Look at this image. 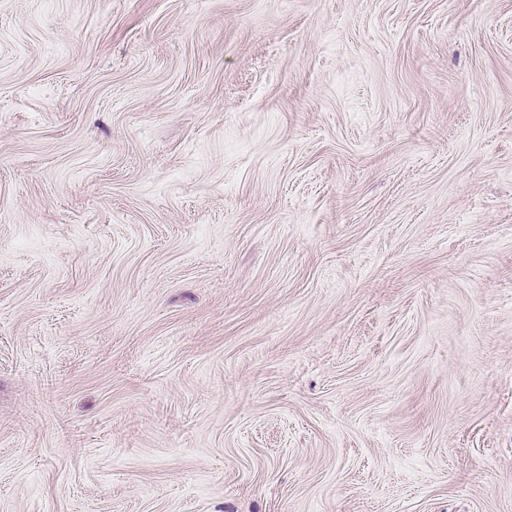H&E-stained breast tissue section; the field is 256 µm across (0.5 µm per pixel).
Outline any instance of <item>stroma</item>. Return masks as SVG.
Here are the masks:
<instances>
[{"instance_id": "obj_1", "label": "stroma", "mask_w": 512, "mask_h": 512, "mask_svg": "<svg viewBox=\"0 0 512 512\" xmlns=\"http://www.w3.org/2000/svg\"><path fill=\"white\" fill-rule=\"evenodd\" d=\"M0 512H512V0H0Z\"/></svg>"}]
</instances>
